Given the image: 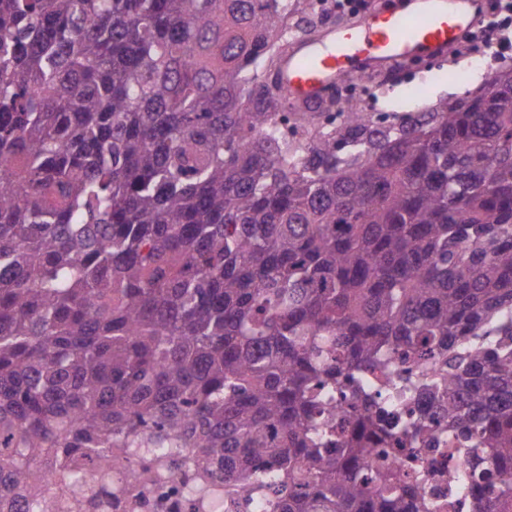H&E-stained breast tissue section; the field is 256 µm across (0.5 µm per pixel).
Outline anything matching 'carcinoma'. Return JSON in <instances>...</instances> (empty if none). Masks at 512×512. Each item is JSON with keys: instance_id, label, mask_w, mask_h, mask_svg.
Listing matches in <instances>:
<instances>
[{"instance_id": "obj_1", "label": "carcinoma", "mask_w": 512, "mask_h": 512, "mask_svg": "<svg viewBox=\"0 0 512 512\" xmlns=\"http://www.w3.org/2000/svg\"><path fill=\"white\" fill-rule=\"evenodd\" d=\"M313 2L0 0V512H512V69L290 118ZM420 465L426 472L434 470L447 471L451 476L458 477L460 472H463L464 466L460 459L450 457L447 454L444 456L435 455L429 450H425L421 454ZM189 485L158 482L149 490H134L133 495L112 499L113 512H192ZM426 492L437 504L435 512H472L469 500L455 493L448 482L444 484L429 480Z\"/></svg>"}]
</instances>
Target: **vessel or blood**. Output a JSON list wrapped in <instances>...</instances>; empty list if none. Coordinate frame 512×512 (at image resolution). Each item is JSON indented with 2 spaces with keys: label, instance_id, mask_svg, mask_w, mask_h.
I'll return each instance as SVG.
<instances>
[{
  "label": "vessel or blood",
  "instance_id": "b4317fda",
  "mask_svg": "<svg viewBox=\"0 0 512 512\" xmlns=\"http://www.w3.org/2000/svg\"><path fill=\"white\" fill-rule=\"evenodd\" d=\"M483 6V0L369 6L359 21L297 41L282 55L277 73L282 97L287 106L304 111L323 104L344 80L385 72L403 60L444 56L479 23Z\"/></svg>",
  "mask_w": 512,
  "mask_h": 512
}]
</instances>
